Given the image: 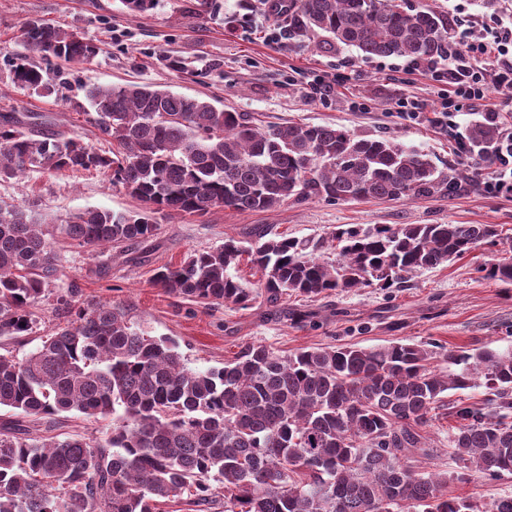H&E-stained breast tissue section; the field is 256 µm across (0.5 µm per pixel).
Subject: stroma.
<instances>
[{
    "instance_id": "35a3bbf8",
    "label": "stroma",
    "mask_w": 512,
    "mask_h": 512,
    "mask_svg": "<svg viewBox=\"0 0 512 512\" xmlns=\"http://www.w3.org/2000/svg\"><path fill=\"white\" fill-rule=\"evenodd\" d=\"M157 0L149 13L134 17L121 0H0V114L52 116L57 127L90 145L98 132L77 106L82 87L127 82L150 84L197 97L243 113L254 125L303 122L337 125L359 135L385 138L427 154L439 169L455 162V148L484 108L512 132V98L492 94L483 105H464L450 113L447 127L410 124L397 116L401 98L432 100L429 71L414 60L367 57L351 47L321 49L324 33L305 41L289 37L282 15L259 0ZM453 20L452 35L480 29L498 18L512 21V0H408ZM39 18L79 33L100 48L88 63L57 71L42 61L53 83L65 91L38 96L16 88L9 62L22 53L17 41L27 21ZM330 84L328 96L311 92L314 79ZM0 202L23 204L55 235L64 276L54 293L77 282L86 303L125 307L150 335L178 341L190 367H223L240 347L261 343L280 355L303 348L358 344L371 348L394 342L439 340L448 352L482 346L512 348V284L482 277L478 268L507 258L503 246H482L433 269L414 272L403 288H359L308 298L284 295L257 298L249 308L208 307L165 294L154 281L162 266L179 264L194 250L209 249L233 237L252 241L256 231L318 240L336 225L496 224L512 237V194L473 191L454 199L437 196L412 201L364 199L288 200L267 211L212 209L203 216L158 215L160 230L133 259L95 254L57 238L72 215L87 208L115 212L139 204L111 179L95 172L34 171L0 179ZM449 421L423 433L436 455L426 470L448 474L447 494L491 500L512 496V476L496 480L463 472L448 450Z\"/></svg>"
}]
</instances>
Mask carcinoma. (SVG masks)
Masks as SVG:
<instances>
[{
	"instance_id": "carcinoma-1",
	"label": "carcinoma",
	"mask_w": 512,
	"mask_h": 512,
	"mask_svg": "<svg viewBox=\"0 0 512 512\" xmlns=\"http://www.w3.org/2000/svg\"><path fill=\"white\" fill-rule=\"evenodd\" d=\"M295 36L319 30L321 48L344 45L368 57L432 61L448 55L451 23L397 0H288ZM23 45L63 64L86 63L95 43L35 18ZM12 83L50 89L23 55ZM96 149L53 129L45 116L0 115V177L30 171H97L139 202L131 213L87 208L60 225L91 253H126L156 235L158 213L203 216L217 207L265 211L293 198L448 199L484 187L507 136L493 120L474 124L464 158L437 169L427 155L392 140L330 125L270 123L195 97L139 83L86 91ZM494 224L336 226L309 245L263 233L193 251L155 273L170 295L204 305L247 308L258 294L230 273L245 259L262 290L309 297L379 286L497 243ZM330 243L336 258L315 251ZM512 284V262L477 268ZM61 266L38 218L0 206V338L27 336L33 307L50 298ZM71 283L56 296L58 323L22 358L0 354V512H159L187 497L224 512H512V497L450 499L448 477L418 470L429 459L422 429L453 422L448 449L462 467L490 478L512 474V350L445 355L456 369L431 366L432 340L377 348L302 349L280 356L246 344L221 369L188 366L179 345L140 330L127 311L79 303ZM482 381L484 398H449ZM63 413L112 419L103 439L34 436L24 419L58 424Z\"/></svg>"
}]
</instances>
